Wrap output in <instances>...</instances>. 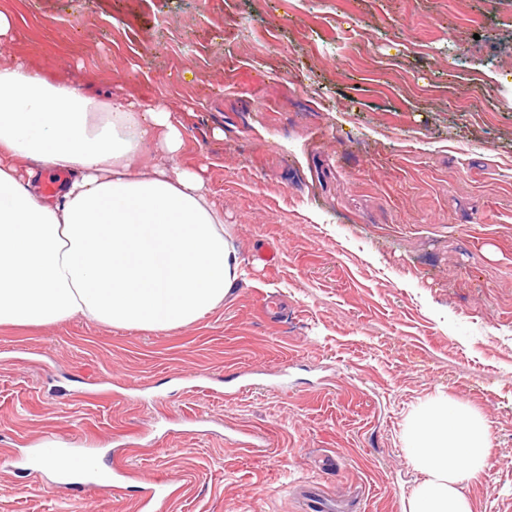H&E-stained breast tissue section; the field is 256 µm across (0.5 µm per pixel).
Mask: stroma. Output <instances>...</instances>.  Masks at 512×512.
Wrapping results in <instances>:
<instances>
[{
    "instance_id": "obj_1",
    "label": "stroma",
    "mask_w": 512,
    "mask_h": 512,
    "mask_svg": "<svg viewBox=\"0 0 512 512\" xmlns=\"http://www.w3.org/2000/svg\"><path fill=\"white\" fill-rule=\"evenodd\" d=\"M0 11L5 54L99 103L177 112L246 271L169 333L0 328V512H137L134 479L55 491L29 462L47 436L179 475L165 512H304L309 485L402 512L420 478L403 432L437 396L491 428L475 512H512V0Z\"/></svg>"
}]
</instances>
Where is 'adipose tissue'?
Instances as JSON below:
<instances>
[{"instance_id":"obj_1","label":"adipose tissue","mask_w":512,"mask_h":512,"mask_svg":"<svg viewBox=\"0 0 512 512\" xmlns=\"http://www.w3.org/2000/svg\"><path fill=\"white\" fill-rule=\"evenodd\" d=\"M183 124L162 101L98 104L25 61L0 57V327L83 319L170 332L223 305L244 275L207 169L183 162ZM161 155L145 163L147 154ZM64 174L41 198L35 173ZM405 454L421 475L403 512H473L465 484L493 439L470 405L411 413Z\"/></svg>"}]
</instances>
